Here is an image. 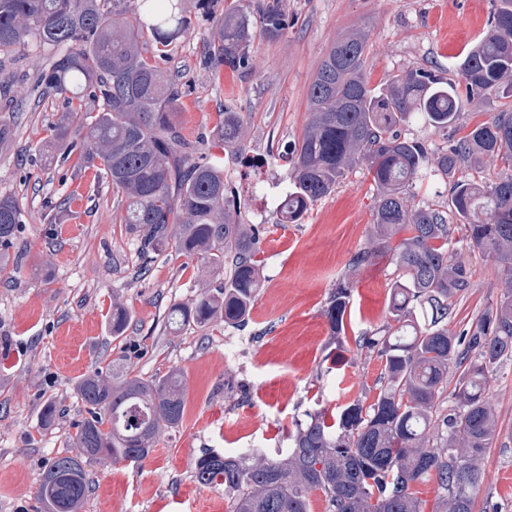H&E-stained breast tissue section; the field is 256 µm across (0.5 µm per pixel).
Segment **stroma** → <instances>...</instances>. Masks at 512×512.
Wrapping results in <instances>:
<instances>
[{"instance_id":"35a3bbf8","label":"stroma","mask_w":512,"mask_h":512,"mask_svg":"<svg viewBox=\"0 0 512 512\" xmlns=\"http://www.w3.org/2000/svg\"><path fill=\"white\" fill-rule=\"evenodd\" d=\"M496 3L286 0L287 29L276 40L253 37L254 67L242 76L213 71L202 41L214 21L195 0H184L190 27L168 47L163 67L184 86L176 115L183 137L222 158L227 195L241 222L258 231L264 286L243 327L168 326L172 304L191 303L216 280L201 276L196 262L174 248L144 255L120 222L124 201L105 178L45 159L64 98L44 92L34 50L0 60L18 101L0 109V123L10 130L0 141V195L18 201L23 221L20 235L0 251L6 259L0 270V512H44L42 472L52 458L73 454L86 415L74 384L112 361L144 377L179 370L186 410L144 462L88 461L91 491L82 512H227L223 489L193 478L203 452L260 448L272 454L288 446L307 413L374 397L383 365L357 343L390 322L396 272L385 256L350 266L371 235V177L355 166L302 223L282 224L277 204L289 171L276 156L302 138L308 87L336 40L357 29L366 34L371 85L416 66L455 80L459 58L485 34ZM228 100L243 121L236 150L219 144ZM464 259L472 286L448 320L453 333L495 304L506 286L492 258L468 253ZM345 280L351 315L339 344L324 309ZM116 303L130 314L118 338L111 326ZM490 395L500 433L482 462L475 510L512 512V359L497 368ZM51 400L63 413L47 426L41 410Z\"/></svg>"}]
</instances>
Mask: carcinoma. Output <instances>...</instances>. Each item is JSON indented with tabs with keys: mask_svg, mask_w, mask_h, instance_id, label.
I'll return each mask as SVG.
<instances>
[{
	"mask_svg": "<svg viewBox=\"0 0 512 512\" xmlns=\"http://www.w3.org/2000/svg\"><path fill=\"white\" fill-rule=\"evenodd\" d=\"M255 24L277 39L288 26L284 0H257L253 16L242 0H230L203 42L211 65L250 72L246 47ZM187 31L183 0H0V55L25 46L53 52L40 79L67 101L52 134L63 161L75 154L76 167L111 182L126 203L121 223L143 254L172 244L203 273L224 277L195 301L171 306L167 322L240 326L262 285L256 231L239 222L226 198L224 165L196 156L183 138L176 123L182 85L161 67L165 55L148 57L143 48L148 37L166 47ZM368 50L366 36L355 31L322 60L308 89L305 132L278 154L292 183L278 215L281 224L301 223L355 165L367 167L373 231L351 265L385 255L399 272L390 288L392 322L359 341L383 363L379 387L370 403L355 399L337 415L306 414L289 446L273 455L246 448L197 457L195 481L224 487L228 512H310L317 491L326 512H424L414 487L432 476L440 512H474L481 463L499 435L489 382L512 358V102L460 131L463 100L512 99V0H499L485 35L458 61L459 82L420 67L378 90L364 72ZM413 112L449 133L448 145L430 153L402 136L399 127ZM241 132L240 113L224 105V146H238ZM486 157L502 165L496 181L481 176ZM427 174L448 184L447 205L415 202L413 185ZM20 224L18 201L0 196V247ZM454 228L508 280L500 300L458 336L448 317L472 272L450 249ZM350 293L347 283L338 284L324 310L338 340ZM128 323L127 310L114 305L112 335ZM75 391L88 417L75 434L79 453L46 466L39 488L46 512H79L90 492L87 461L141 463L184 414L177 370L144 378L114 362L84 375Z\"/></svg>",
	"mask_w": 512,
	"mask_h": 512,
	"instance_id": "carcinoma-1",
	"label": "carcinoma"
}]
</instances>
